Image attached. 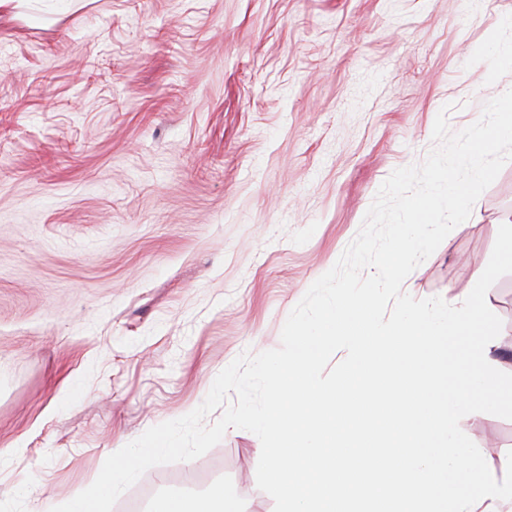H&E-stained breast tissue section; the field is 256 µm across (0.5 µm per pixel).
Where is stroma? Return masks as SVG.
Here are the masks:
<instances>
[{"instance_id":"obj_1","label":"stroma","mask_w":512,"mask_h":512,"mask_svg":"<svg viewBox=\"0 0 512 512\" xmlns=\"http://www.w3.org/2000/svg\"><path fill=\"white\" fill-rule=\"evenodd\" d=\"M512 0H6L0 6V512H49L113 449L278 348L380 186L512 86ZM512 220V162L404 281L471 287ZM512 373V274L488 290ZM461 430L493 471L512 420ZM228 430L128 496L274 512ZM183 510L178 512H241L240 504L234 495L224 490V486L215 488L203 496L182 497Z\"/></svg>"}]
</instances>
